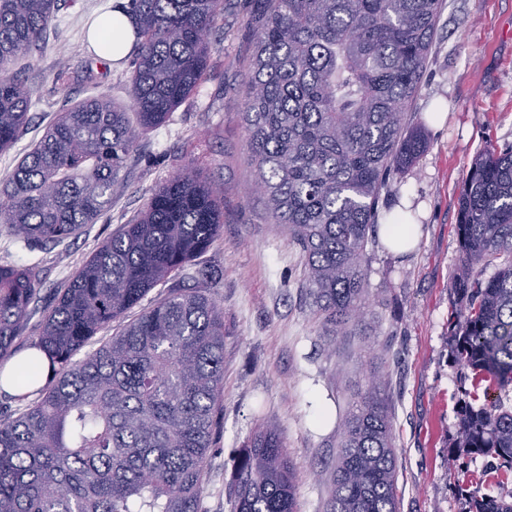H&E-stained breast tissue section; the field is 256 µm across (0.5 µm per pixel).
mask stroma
Here are the masks:
<instances>
[{
	"label": "stroma",
	"mask_w": 512,
	"mask_h": 512,
	"mask_svg": "<svg viewBox=\"0 0 512 512\" xmlns=\"http://www.w3.org/2000/svg\"><path fill=\"white\" fill-rule=\"evenodd\" d=\"M111 4L59 0L46 40L23 72L38 100L13 146L0 153V179L58 113L102 93L130 108L129 67L104 63L86 43L92 20ZM267 4L224 0L204 79L140 139L104 218L75 237L30 250L0 232V265H35L43 282L16 348L25 352L39 334L56 288L191 163L224 200L222 232L194 261L195 268L212 271L210 290L224 307V427L209 453L204 512H233V460L268 422L297 470L300 512H329L338 425L378 367L393 418L400 512H467L459 492L465 483L482 494L512 496V476H497L492 458L453 445L473 375L455 363L448 344L462 183L487 144H512V0H445L409 120L424 134L427 150L391 178L379 203L382 224L409 203L420 238L406 255L375 242L364 333L332 345L301 286L300 250L267 221L246 157L240 112ZM436 107L447 114L439 129L427 120Z\"/></svg>",
	"instance_id": "stroma-1"
}]
</instances>
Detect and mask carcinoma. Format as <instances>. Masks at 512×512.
Here are the masks:
<instances>
[{"label":"carcinoma","mask_w":512,"mask_h":512,"mask_svg":"<svg viewBox=\"0 0 512 512\" xmlns=\"http://www.w3.org/2000/svg\"><path fill=\"white\" fill-rule=\"evenodd\" d=\"M241 119L267 220L300 250L304 288L330 341L359 336L381 192L425 153L409 128L444 0H268ZM58 0H0V152L37 90L12 70L43 40ZM136 36V122L103 95L59 113L0 180V228L30 249L97 223L139 138L202 81L224 0H123ZM460 256L450 346L473 398L512 385V145L471 164L458 199ZM224 206L188 163L140 217L104 241L61 289L30 348L48 385L0 418V512H202L206 462L224 422V307L209 273L175 281L82 361L75 355L220 236ZM503 262L490 276L492 258ZM41 280L0 265V358L25 330ZM330 512H400L382 376H369L338 427ZM455 447L512 473V408L462 407ZM297 473L276 429L259 428L234 470V512H298ZM469 512L512 501L469 491Z\"/></svg>","instance_id":"cac0c4a2"}]
</instances>
